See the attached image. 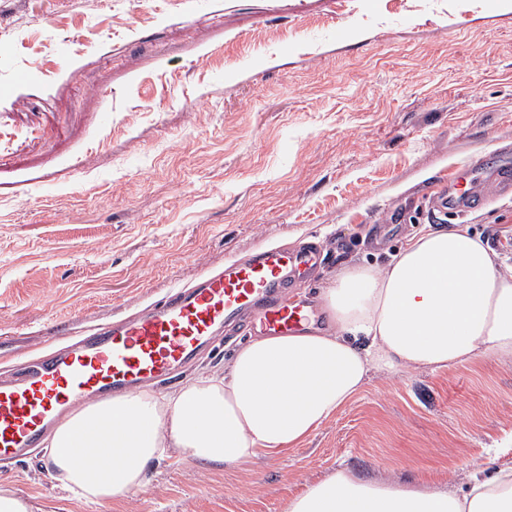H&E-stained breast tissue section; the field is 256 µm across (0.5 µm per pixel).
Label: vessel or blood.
I'll return each instance as SVG.
<instances>
[{
    "instance_id": "b4317fda",
    "label": "vessel or blood",
    "mask_w": 512,
    "mask_h": 512,
    "mask_svg": "<svg viewBox=\"0 0 512 512\" xmlns=\"http://www.w3.org/2000/svg\"><path fill=\"white\" fill-rule=\"evenodd\" d=\"M488 185L512 192V155L501 153ZM484 196L473 169L434 199L439 214L463 212ZM321 248L260 249L200 276L146 313L98 324L57 354L9 380L0 379V460L38 447L69 410L172 378L234 327L242 335H284L305 329L311 308L288 299V289L315 271Z\"/></svg>"
}]
</instances>
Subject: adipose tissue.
<instances>
[{
    "label": "adipose tissue",
    "mask_w": 512,
    "mask_h": 512,
    "mask_svg": "<svg viewBox=\"0 0 512 512\" xmlns=\"http://www.w3.org/2000/svg\"><path fill=\"white\" fill-rule=\"evenodd\" d=\"M329 329L267 336L223 372L73 409L45 441L70 499L86 505L146 487L152 463L237 467L304 442L370 382L372 372L445 371L512 357V273L461 224L409 239L383 267L344 266L320 292ZM285 512H512V465L476 468L451 490L364 482L337 470Z\"/></svg>",
    "instance_id": "ef3b65f1"
}]
</instances>
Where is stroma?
<instances>
[{"instance_id": "35a3bbf8", "label": "stroma", "mask_w": 512, "mask_h": 512, "mask_svg": "<svg viewBox=\"0 0 512 512\" xmlns=\"http://www.w3.org/2000/svg\"><path fill=\"white\" fill-rule=\"evenodd\" d=\"M506 147L512 0H0V374L269 246L320 244L298 290L317 301ZM456 224L512 267V195ZM511 462L512 359L491 358L375 374L286 456L163 466L100 506L65 500L43 447L0 486L43 512H284L341 466L458 486Z\"/></svg>"}]
</instances>
